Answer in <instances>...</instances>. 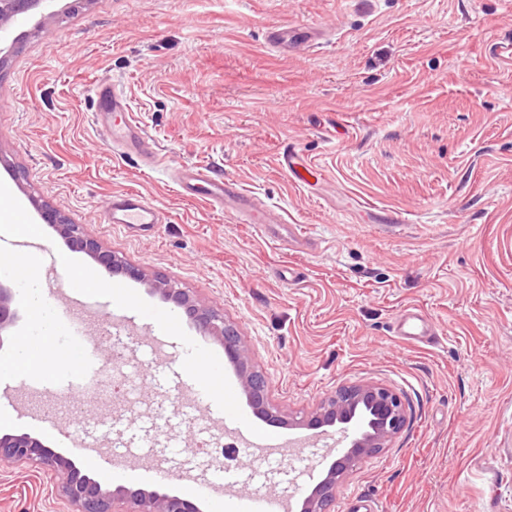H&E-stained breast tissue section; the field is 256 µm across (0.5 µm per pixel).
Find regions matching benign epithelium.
Masks as SVG:
<instances>
[{"label": "benign epithelium", "mask_w": 512, "mask_h": 512, "mask_svg": "<svg viewBox=\"0 0 512 512\" xmlns=\"http://www.w3.org/2000/svg\"><path fill=\"white\" fill-rule=\"evenodd\" d=\"M54 0H0V43L7 41L8 25L18 15L47 7ZM40 218L73 247L93 258L109 275L123 273L145 282L166 299L182 307L199 328L224 344L227 358L237 367V374L249 403L257 416L279 424L320 429L337 424L355 423V436L349 448L329 467L325 478L304 498L301 512H330L336 486L353 471L358 462L385 447L401 432L407 409L394 390L382 384L345 387L329 397L315 412L300 419H286L273 410L267 395V382L254 371L241 336L231 324L212 309L192 298L183 289L162 278H149L139 268L122 264L95 238L86 235L59 210L37 207ZM12 289L0 282V334L13 325ZM41 464L53 468L61 479V491L73 506L72 512H198L192 501L155 492H129L123 488L102 489L95 481L77 476L76 468L65 458L51 453L47 446L27 433L0 437V461Z\"/></svg>", "instance_id": "7a95c632"}]
</instances>
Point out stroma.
Masks as SVG:
<instances>
[{"label": "stroma", "mask_w": 512, "mask_h": 512, "mask_svg": "<svg viewBox=\"0 0 512 512\" xmlns=\"http://www.w3.org/2000/svg\"><path fill=\"white\" fill-rule=\"evenodd\" d=\"M272 23L318 26L325 45L291 56L269 45ZM20 41L0 70V186L40 224L31 243L51 273L44 303L77 333L78 368L28 381L0 380V436L28 433L103 488L214 500L267 494L297 499L323 477L354 433L273 427L253 412L224 347L186 314L161 332L150 315L174 305L127 280L116 305L106 291L70 293L57 272L71 261L100 267L32 205L59 209L85 234L148 276L175 282L234 324L268 398L301 417L347 386L379 383L407 409L402 431L336 488L331 512L362 498L377 512H512V67L493 48L512 39V0H71L45 21H12ZM115 82L164 157L150 168L114 156L93 122L88 85ZM292 146L325 177L299 186L278 162ZM216 167L258 196L315 246L273 243L205 200L183 198L172 166ZM137 191L164 214L138 236L108 222L112 192ZM394 212L398 224L374 222ZM430 318L431 343L395 336L406 307ZM222 361L224 392L253 434L301 439L298 460L240 455L241 482L189 495L214 463L199 441L236 435L224 401L201 395L198 355ZM121 398L100 399L112 378ZM183 410L192 428L146 425ZM116 417V433L79 445L89 422ZM180 434L183 467L167 465V434ZM54 470L0 465V512H68Z\"/></svg>", "instance_id": "1"}]
</instances>
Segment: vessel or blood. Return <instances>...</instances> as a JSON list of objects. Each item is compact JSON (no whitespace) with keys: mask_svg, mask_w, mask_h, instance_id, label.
<instances>
[{"mask_svg":"<svg viewBox=\"0 0 512 512\" xmlns=\"http://www.w3.org/2000/svg\"><path fill=\"white\" fill-rule=\"evenodd\" d=\"M316 30L305 26L273 25L268 30L269 43L284 52L300 54L314 41ZM92 92L98 104L94 115L96 126L105 142L118 149L127 158L142 157L150 165H157L158 156L152 140L134 120L127 97L114 84L96 83ZM280 166L298 185L309 184L319 178L320 170L313 164L301 162L295 149L284 148L279 157ZM179 192L185 197H201L232 214L242 224H258L271 230L272 221L262 207L249 195L239 190L237 184L212 168L202 164H183L173 170ZM112 224L128 232H151L162 221L160 210L143 194L125 191L113 194L110 202ZM0 268L16 282L37 277L38 269L30 266L24 254H0ZM398 336L421 341L433 335L432 322L414 308H405L394 327Z\"/></svg>","mask_w":512,"mask_h":512,"instance_id":"vessel-or-blood-1","label":"vessel or blood"}]
</instances>
